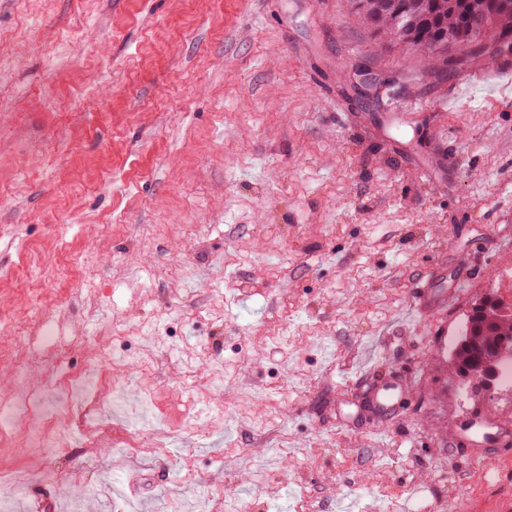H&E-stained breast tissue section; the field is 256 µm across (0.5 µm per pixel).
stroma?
<instances>
[{"label": "stroma", "instance_id": "obj_1", "mask_svg": "<svg viewBox=\"0 0 512 512\" xmlns=\"http://www.w3.org/2000/svg\"><path fill=\"white\" fill-rule=\"evenodd\" d=\"M360 67L393 93L366 97ZM487 295L512 301L495 65L436 77L344 0H0V307L29 316L33 361L65 345L126 391L101 396L109 446H0L13 512H213L207 492L238 512H512V440L485 426L512 427V388L451 368ZM188 367L208 424L121 454L129 429L151 440L141 393ZM392 379L396 420L350 423Z\"/></svg>", "mask_w": 512, "mask_h": 512}]
</instances>
